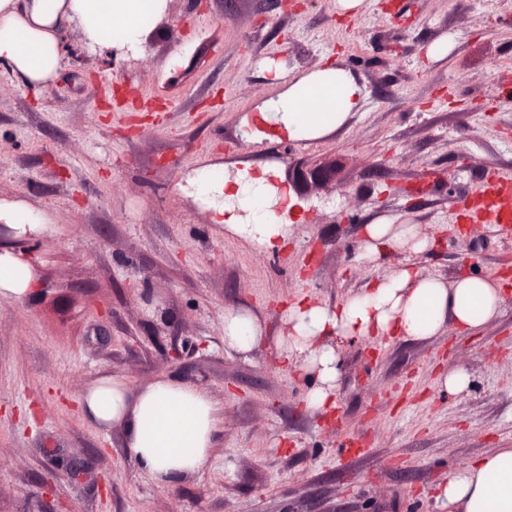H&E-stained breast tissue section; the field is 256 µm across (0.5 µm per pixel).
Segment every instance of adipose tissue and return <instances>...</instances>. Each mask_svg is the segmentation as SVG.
<instances>
[{
    "mask_svg": "<svg viewBox=\"0 0 512 512\" xmlns=\"http://www.w3.org/2000/svg\"><path fill=\"white\" fill-rule=\"evenodd\" d=\"M167 0H0V62L9 64L26 84L45 85L57 75L63 58L64 24L79 21L85 38L99 49L115 42L143 44ZM361 90L354 77L324 65L301 76L261 108V128L285 129L289 138L310 141L342 127L358 108ZM235 205L214 208L216 225L268 253L283 250L292 233V213L271 210L264 179L242 173ZM251 223H240L238 210ZM0 220L14 239L51 231L44 216L22 200L0 201ZM430 239L415 225L379 219L366 227L361 243L374 260L393 248L414 253ZM34 271L23 252L0 246V296L25 297ZM505 303L501 285L489 277L462 275L447 281L424 274L412 263L376 279L341 305L329 307L308 298L286 311L288 333L282 342L286 366L312 387L307 405L329 407L340 375L334 341L428 339L447 324L467 334L494 320ZM262 338L256 318L246 311L224 317V344L247 353ZM84 417L98 430L123 429L124 447L157 485L166 486L201 472L210 460L218 432L214 401L196 387L161 377L131 391L118 376H104L79 397ZM438 497L449 512H512V448H502L449 476Z\"/></svg>",
    "mask_w": 512,
    "mask_h": 512,
    "instance_id": "adipose-tissue-1",
    "label": "adipose tissue"
}]
</instances>
